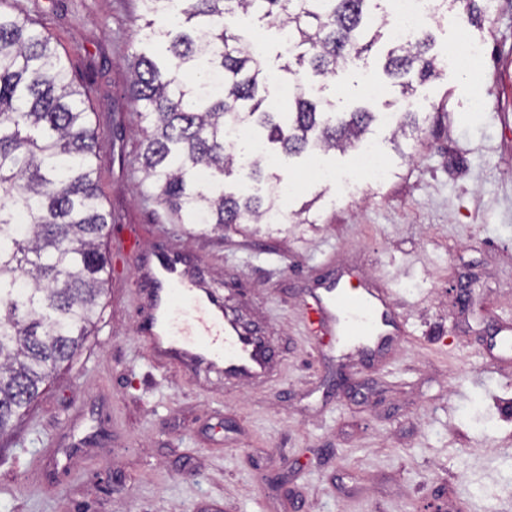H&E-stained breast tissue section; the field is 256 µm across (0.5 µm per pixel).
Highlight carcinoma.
Listing matches in <instances>:
<instances>
[{"label": "carcinoma", "mask_w": 512, "mask_h": 512, "mask_svg": "<svg viewBox=\"0 0 512 512\" xmlns=\"http://www.w3.org/2000/svg\"><path fill=\"white\" fill-rule=\"evenodd\" d=\"M143 38L160 55L134 56L129 98L144 127L140 169L178 224H266L281 199L228 193L224 177L261 182L262 163L354 147L373 113L332 117V104L308 95L310 79L336 74L381 37L369 24L379 0H141ZM240 11L287 28L288 58L266 69L264 49L224 18ZM402 80L439 75L429 38L392 44L384 65ZM291 87L285 112L263 109L268 87ZM85 91L37 23L0 0V434L39 397L97 323L107 260L95 165L97 133ZM245 124L266 155L247 167L225 144ZM22 212L27 228L15 231Z\"/></svg>", "instance_id": "obj_1"}]
</instances>
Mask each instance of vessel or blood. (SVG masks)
<instances>
[{
    "label": "vessel or blood",
    "mask_w": 512,
    "mask_h": 512,
    "mask_svg": "<svg viewBox=\"0 0 512 512\" xmlns=\"http://www.w3.org/2000/svg\"><path fill=\"white\" fill-rule=\"evenodd\" d=\"M138 334L154 358L193 368H217L226 378L250 381L266 376L273 356L261 337L245 332L224 312L198 260L174 245L136 253ZM319 328L346 347L374 355L402 335V325L385 288L357 293L325 286L313 297Z\"/></svg>",
    "instance_id": "b4317fda"
}]
</instances>
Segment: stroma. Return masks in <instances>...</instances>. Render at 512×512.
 Listing matches in <instances>:
<instances>
[{
    "mask_svg": "<svg viewBox=\"0 0 512 512\" xmlns=\"http://www.w3.org/2000/svg\"><path fill=\"white\" fill-rule=\"evenodd\" d=\"M48 34L99 140L111 214L97 324L12 430L0 435V512H512V0L481 24L463 4L433 28L438 78L416 85L419 123L395 138L389 38L311 82L336 113L374 112L368 137L391 170L362 174L355 149L281 160L284 224H176L136 157L144 123L128 98L140 0H10ZM480 43L470 79L448 57ZM197 256L229 311L266 337L273 370L251 385L152 359L137 336L124 242ZM357 265L392 291L409 337L359 360L307 333L316 284ZM80 417L89 454L56 474L55 443ZM287 477L290 495L277 487Z\"/></svg>",
    "mask_w": 512,
    "mask_h": 512,
    "instance_id": "stroma-1",
    "label": "stroma"
}]
</instances>
